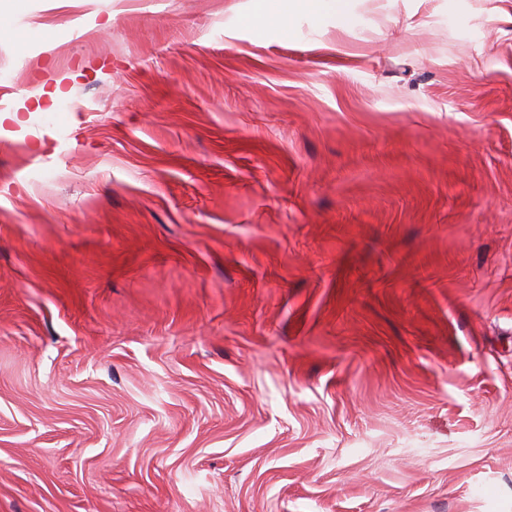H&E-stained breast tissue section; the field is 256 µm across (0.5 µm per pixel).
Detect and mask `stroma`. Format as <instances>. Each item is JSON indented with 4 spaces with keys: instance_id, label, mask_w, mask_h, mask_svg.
Segmentation results:
<instances>
[{
    "instance_id": "35a3bbf8",
    "label": "stroma",
    "mask_w": 512,
    "mask_h": 512,
    "mask_svg": "<svg viewBox=\"0 0 512 512\" xmlns=\"http://www.w3.org/2000/svg\"><path fill=\"white\" fill-rule=\"evenodd\" d=\"M0 0V512H512V0ZM282 1L288 0H265L262 14L259 17L261 21L284 26L286 11ZM352 1L355 0H289L288 26L292 15L308 12L336 16L340 22H343L352 17L350 5Z\"/></svg>"
}]
</instances>
